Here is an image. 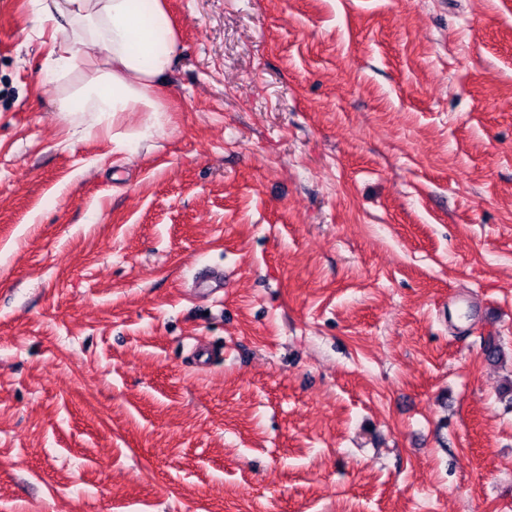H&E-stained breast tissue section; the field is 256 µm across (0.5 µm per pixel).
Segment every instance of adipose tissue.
<instances>
[{
	"mask_svg": "<svg viewBox=\"0 0 512 512\" xmlns=\"http://www.w3.org/2000/svg\"><path fill=\"white\" fill-rule=\"evenodd\" d=\"M35 35L52 28L56 44L43 69L48 82L66 80L59 109L94 114L112 124L117 150L136 151L161 135L167 105L158 92L179 37L165 0H32ZM143 113L139 130L121 132L127 113Z\"/></svg>",
	"mask_w": 512,
	"mask_h": 512,
	"instance_id": "obj_1",
	"label": "adipose tissue"
}]
</instances>
